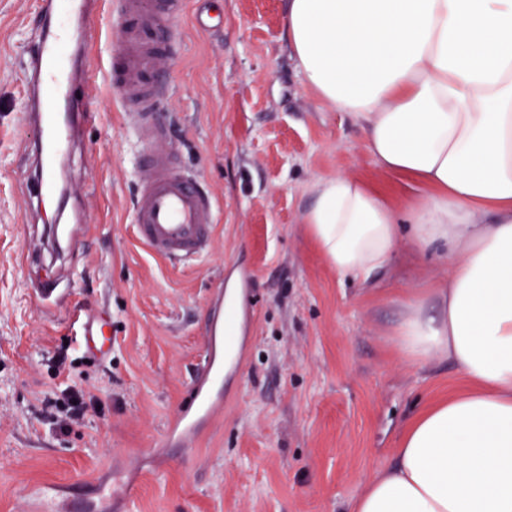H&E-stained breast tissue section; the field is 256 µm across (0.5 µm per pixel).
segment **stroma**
Listing matches in <instances>:
<instances>
[{
	"instance_id": "obj_1",
	"label": "stroma",
	"mask_w": 512,
	"mask_h": 512,
	"mask_svg": "<svg viewBox=\"0 0 512 512\" xmlns=\"http://www.w3.org/2000/svg\"><path fill=\"white\" fill-rule=\"evenodd\" d=\"M286 0H187L180 46L158 71L173 95L168 136L217 203L209 255L174 265L151 255L132 222L137 145L104 77L120 43L111 5L93 21V65L74 88L90 111L66 156L62 199L39 194L26 112V55L41 0H0V512H24L29 488L84 496L104 472L134 484L124 512H347L395 460L398 435L426 403L464 386L448 360L402 361L391 330L401 301L448 276L400 249L387 278L340 279L301 222L315 184L336 174L387 191L420 186L388 175L344 112L320 105L286 39ZM224 27L201 31L197 11ZM76 220L74 244L52 250L45 225ZM250 275L251 323L240 368L224 375V412L194 448L168 447L167 422L190 398L209 299ZM65 281L47 309L39 283ZM112 316V357L70 344L73 312ZM77 385L100 412L56 431L41 419L53 392Z\"/></svg>"
}]
</instances>
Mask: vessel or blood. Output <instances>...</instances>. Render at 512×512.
<instances>
[{
    "mask_svg": "<svg viewBox=\"0 0 512 512\" xmlns=\"http://www.w3.org/2000/svg\"><path fill=\"white\" fill-rule=\"evenodd\" d=\"M94 0H44L38 33L27 51L32 117L42 139L35 163L44 196L56 190L54 161L65 154L77 123L83 120L70 93L87 73L86 48L92 36ZM186 0H116L115 14L124 37L116 49L108 74L132 121L140 151L135 162L136 194L133 222L139 241L155 256L173 263H190L206 257L212 248L217 223L213 196L192 175L180 168L175 151H155V141L166 134L162 121L169 91L152 83L159 61L169 50L154 39L162 28H176ZM228 317L224 292L216 290L204 338L205 355L191 381V401L165 429L168 443L192 446L204 424L224 406V366L239 360L233 337L227 336ZM111 321L85 315L72 323L73 341L83 354L99 361L112 355ZM131 484L103 481L94 489L95 501L85 502L86 512H107L114 500L128 501ZM26 512H76L59 491L35 488L27 495Z\"/></svg>",
    "mask_w": 512,
    "mask_h": 512,
    "instance_id": "vessel-or-blood-1",
    "label": "vessel or blood"
}]
</instances>
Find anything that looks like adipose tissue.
Listing matches in <instances>:
<instances>
[{
    "mask_svg": "<svg viewBox=\"0 0 512 512\" xmlns=\"http://www.w3.org/2000/svg\"><path fill=\"white\" fill-rule=\"evenodd\" d=\"M286 32L319 103L425 187L397 208L361 179H322L308 234L362 288L401 244L442 258L447 279L403 299L393 341L467 382L413 416L349 512H512V0H287Z\"/></svg>",
    "mask_w": 512,
    "mask_h": 512,
    "instance_id": "obj_1",
    "label": "adipose tissue"
}]
</instances>
